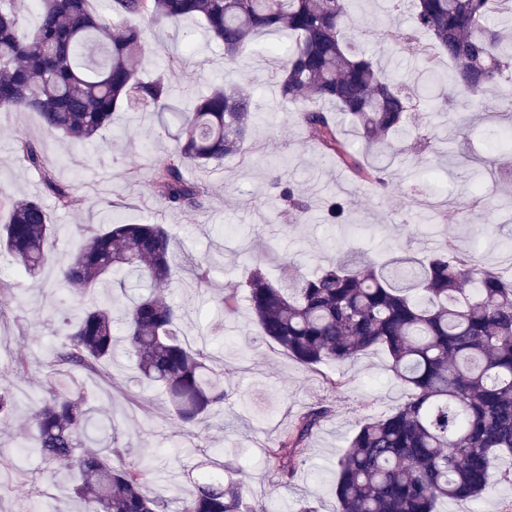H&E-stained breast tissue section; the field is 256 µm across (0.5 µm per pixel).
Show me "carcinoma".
Listing matches in <instances>:
<instances>
[{"label": "carcinoma", "mask_w": 512, "mask_h": 512, "mask_svg": "<svg viewBox=\"0 0 512 512\" xmlns=\"http://www.w3.org/2000/svg\"><path fill=\"white\" fill-rule=\"evenodd\" d=\"M0 0V110L38 113L45 131L82 144L111 124L116 110L165 113L176 129V147L153 170L154 193L174 207L199 205L201 187L185 179L186 167L218 165L241 153L254 131L256 103L244 86H218L192 110L175 104L163 77L138 78L144 29L194 18L232 64L263 33L286 31V46L272 43L282 71L280 95L297 106L298 120L323 155L354 178L386 188L385 158L398 154L395 139L410 134L409 112L419 92L385 73L365 52L348 44L344 28L353 0H112L103 17L89 0H41L35 28L21 26L14 4ZM415 25L432 36L452 72L448 86L461 91L471 110L512 71V46L492 24L494 3L512 0H411ZM332 103L364 140V153L349 148L339 124L306 107ZM18 162L41 177L59 208L72 191L51 175L27 139L14 145ZM301 216L308 204L291 188L281 193ZM7 214L0 253L35 275L55 240V227L40 199L0 197ZM84 242L57 261L55 281L87 296L117 283L157 288L177 277L172 238L162 224L83 225ZM293 288L271 281L262 263L243 282L259 335L279 345L300 365L315 369L344 364L383 349L404 398L390 411L364 419L337 458L336 512H438L439 502L484 494L491 469L512 477V279L479 264L454 241L444 240L423 258L402 255L377 264L347 253L311 276L282 261ZM196 311L195 297L176 305L151 292L112 315L104 293L64 319L54 372L32 424L38 440L28 452L44 462L74 467V494L84 512H163L167 500L143 491L148 469L125 461L127 449L109 441L86 446L92 411L63 369L90 368L112 358L120 341L141 377L164 389L177 419L201 424L224 402V373L209 366L205 346L194 348L181 322ZM328 410L301 413L265 450L283 483L303 463L308 439ZM194 493L178 500V512H241L243 481L232 476L224 449L214 448L197 466Z\"/></svg>", "instance_id": "1"}]
</instances>
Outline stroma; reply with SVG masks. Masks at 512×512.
Instances as JSON below:
<instances>
[{
    "label": "stroma",
    "mask_w": 512,
    "mask_h": 512,
    "mask_svg": "<svg viewBox=\"0 0 512 512\" xmlns=\"http://www.w3.org/2000/svg\"><path fill=\"white\" fill-rule=\"evenodd\" d=\"M351 17L347 41L373 59L393 60L405 84H412L425 55L435 51L404 0H355ZM393 20L411 36L412 49L387 39ZM144 31L145 51L135 68L146 80L165 76L180 106L223 82L246 83L254 90L256 133L245 152L210 169L191 166L185 171L203 191L202 208L171 207L152 191L154 168L176 145L173 131L158 113L125 109L116 112L96 141L81 147L47 134L35 112L1 111L0 195L42 201L57 227L53 254L58 258L79 249L82 225L100 223L107 214L165 225L175 241L173 260L181 281L162 292L179 303L196 289L197 312L182 328L191 344H198L214 323H223V335L212 336L207 350L233 394L206 425L182 424L163 389L141 381L135 358L118 345L111 363L93 372H72L100 425L91 441L105 444V427L113 425L117 443L128 451L127 461L148 465L153 495L186 496L188 473L210 449L220 448L245 483V506L291 512L298 500L308 498L318 512H333L337 456L365 417L388 411L403 397L387 370L386 355L372 350L351 363L303 368L277 344L257 336L248 307L224 321L217 294L239 287L247 266L257 259L272 276H279L285 259L308 276L335 259L341 247L380 259L391 246L426 251L448 238L485 265L511 275L512 256L501 246L512 244V215L501 217L492 209L491 188L471 192L455 161L441 156L437 147L423 150L412 141L405 143L402 159L388 162L387 189L353 181L320 153L295 106L281 100L280 74L264 50L269 36L260 37L230 66L197 21L148 25ZM470 121L471 130L461 132L449 124L447 114L434 119L438 135L453 137L460 155L490 157L492 130L512 125V100L492 92ZM20 137L36 146L57 180L71 185V207L58 208L39 175L15 162L13 144ZM288 187L312 200L311 210L295 224L279 211L280 194ZM333 197L347 204L344 223H332L326 212L325 202ZM204 262L211 266L210 281L197 289L192 274ZM54 275L53 265L32 276L0 255L1 389H19L28 398L42 392L61 340L59 314L78 305L75 295L53 288ZM21 359L28 365L22 376L16 373ZM329 374L344 376L347 386L331 391L325 383ZM318 405L331 412L309 438L296 479L281 484L265 450L296 415ZM33 435L27 399L8 422L0 423V512H24L33 500L42 512H81V504L69 495L74 472L21 457V446ZM491 483L488 494L452 502L451 512H512V482L496 470Z\"/></svg>",
    "instance_id": "1"
}]
</instances>
